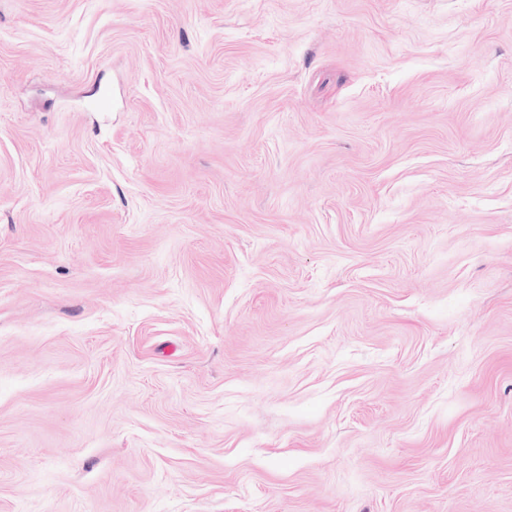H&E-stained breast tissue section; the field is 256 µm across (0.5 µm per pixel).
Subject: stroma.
<instances>
[{
  "instance_id": "1",
  "label": "stroma",
  "mask_w": 512,
  "mask_h": 512,
  "mask_svg": "<svg viewBox=\"0 0 512 512\" xmlns=\"http://www.w3.org/2000/svg\"><path fill=\"white\" fill-rule=\"evenodd\" d=\"M0 512H512V0H0Z\"/></svg>"
}]
</instances>
